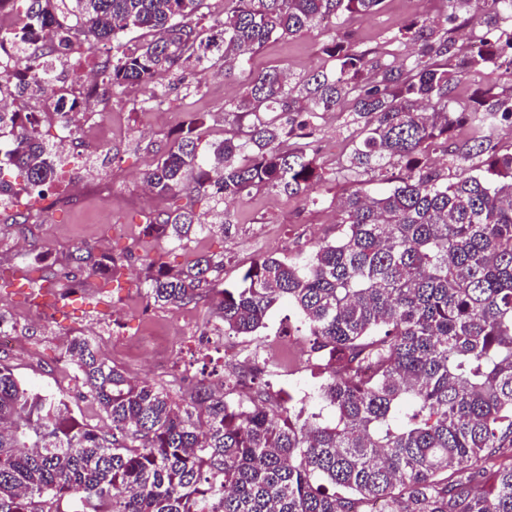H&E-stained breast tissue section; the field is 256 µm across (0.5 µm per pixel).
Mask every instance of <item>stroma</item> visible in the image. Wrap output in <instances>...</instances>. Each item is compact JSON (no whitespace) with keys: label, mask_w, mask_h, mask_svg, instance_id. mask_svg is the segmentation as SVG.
<instances>
[{"label":"stroma","mask_w":512,"mask_h":512,"mask_svg":"<svg viewBox=\"0 0 512 512\" xmlns=\"http://www.w3.org/2000/svg\"><path fill=\"white\" fill-rule=\"evenodd\" d=\"M435 8L434 0H386L382 10L364 19L341 22L340 27L356 44L364 45ZM323 45V37L314 32L268 43L252 57L249 71L319 69L325 64ZM249 71L212 70L203 76L189 68L175 71L166 100L157 108L141 105L143 93L139 88L114 90L108 106L95 103L85 112L86 120L94 124L102 120L103 109H110L113 123L128 132L125 140L91 151L98 182H84L83 171L66 166L57 187L30 202L25 210L0 205V281L22 275L27 269L26 254L33 248L48 253L59 267L67 264L76 248L86 245L94 255L125 259L118 284L105 283L96 276L85 280L67 300L63 313L56 316L43 311L29 289L0 291V312L11 318L18 341L17 348L7 353L15 375L35 389L64 395L84 423L99 427L103 419L98 406L84 398L81 382L68 383L61 377L62 369L68 366L67 344L75 336L102 339L105 357L133 380L150 381L181 397L192 394L195 384L174 381L176 370L186 368L195 375L204 367L231 372L238 367L240 348L263 347L277 333L282 336V346L297 350L302 362L295 374L270 379L273 395H296L301 385L319 388L325 377L324 363L310 350L299 311L288 304L275 307L267 328L254 336L231 335L206 348L192 337H183L176 346L175 360L166 365L150 362L148 353L137 346L138 340L146 337L162 342L170 329L184 321L214 314L209 300L159 308L134 296V289L141 287L146 275L145 257L178 266L189 254L223 252L221 278L229 287L238 283L242 271L258 258L295 260L311 253L315 243L334 241L339 234L336 201L349 185L336 178V158L326 152L325 144L332 139L344 142L346 132L342 117L331 113L319 119L311 143L324 174L316 187L322 205H308L303 198L278 190H262L218 205L204 201L195 207L200 223H211L214 212L220 211L224 231L194 239L182 251L171 250L154 237L133 240L113 235V224L139 227L172 207V200L144 192L143 173L165 151L190 114L202 117L201 131L207 139L223 138L224 109L241 98Z\"/></svg>","instance_id":"stroma-1"}]
</instances>
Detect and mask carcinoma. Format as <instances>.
<instances>
[{
  "label": "carcinoma",
  "mask_w": 512,
  "mask_h": 512,
  "mask_svg": "<svg viewBox=\"0 0 512 512\" xmlns=\"http://www.w3.org/2000/svg\"><path fill=\"white\" fill-rule=\"evenodd\" d=\"M30 28L11 37L26 56L31 29L46 46L80 56L134 31L152 35L98 63L113 88L156 97L163 76L243 68L272 39L364 17L385 0H228L204 24V0H13ZM479 29L463 52L457 32ZM412 51L401 58L396 46ZM327 72L249 76L235 126L200 150L192 115L144 173L161 197L243 199L259 189L305 196L323 180L309 142L323 112L343 118L347 147L336 173L371 175L341 201L340 235L306 257L258 259L240 284L220 280L224 253L171 267L145 258L146 297L159 307L219 298L221 330L251 336L278 303L296 306L310 349L326 362L320 399L335 418L276 401L262 389L231 397L198 380L188 398L132 381L89 336L65 357L104 429L76 420L65 399L37 391L0 359V512H512V463L482 481L480 462L512 448V151L494 128L512 119V0H442L373 48L334 32ZM491 76L460 101L468 76ZM459 126L470 137L458 144ZM0 202L55 185L60 162L39 121L11 129ZM382 184L375 189L372 182ZM224 224H197L193 206L156 215L143 234L184 248ZM43 280L79 288L113 278L119 259L91 250Z\"/></svg>",
  "instance_id": "cac0c4a2"
}]
</instances>
